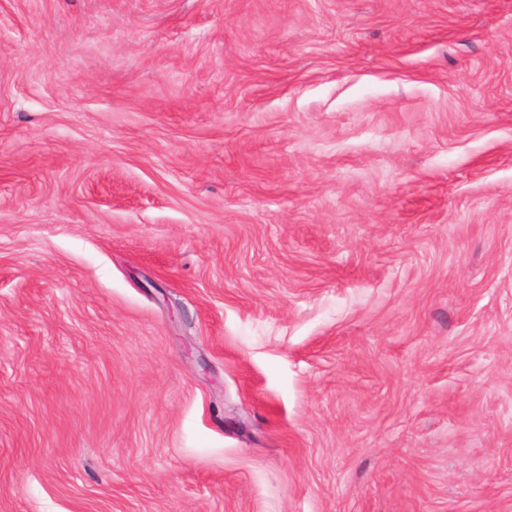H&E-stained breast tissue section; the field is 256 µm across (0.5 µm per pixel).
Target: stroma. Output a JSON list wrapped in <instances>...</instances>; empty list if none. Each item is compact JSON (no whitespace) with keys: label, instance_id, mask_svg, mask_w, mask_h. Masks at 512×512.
<instances>
[{"label":"stroma","instance_id":"1","mask_svg":"<svg viewBox=\"0 0 512 512\" xmlns=\"http://www.w3.org/2000/svg\"><path fill=\"white\" fill-rule=\"evenodd\" d=\"M0 512H512V0H0Z\"/></svg>","mask_w":512,"mask_h":512}]
</instances>
